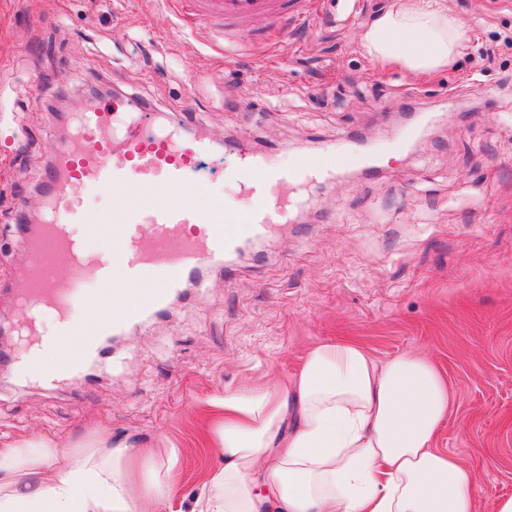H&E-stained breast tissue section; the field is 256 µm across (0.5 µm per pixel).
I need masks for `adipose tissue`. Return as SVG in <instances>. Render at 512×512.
Wrapping results in <instances>:
<instances>
[{
	"mask_svg": "<svg viewBox=\"0 0 512 512\" xmlns=\"http://www.w3.org/2000/svg\"><path fill=\"white\" fill-rule=\"evenodd\" d=\"M441 0H394L366 29L375 63L418 74L448 68L468 31ZM451 405L425 357L376 362L359 343L326 341L298 373L213 402V469L199 512H476L475 473L433 440ZM155 448L58 451L27 440L0 451V512H158L172 472Z\"/></svg>",
	"mask_w": 512,
	"mask_h": 512,
	"instance_id": "adipose-tissue-1",
	"label": "adipose tissue"
}]
</instances>
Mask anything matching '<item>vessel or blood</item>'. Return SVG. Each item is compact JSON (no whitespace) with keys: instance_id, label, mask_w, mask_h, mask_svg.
<instances>
[{"instance_id":"b4317fda","label":"vessel or blood","mask_w":512,"mask_h":512,"mask_svg":"<svg viewBox=\"0 0 512 512\" xmlns=\"http://www.w3.org/2000/svg\"><path fill=\"white\" fill-rule=\"evenodd\" d=\"M178 6L187 22L204 27L218 18L245 24L288 10L300 21L308 15L290 0H179ZM68 124L69 134L57 141L44 174L39 231L28 248L16 296L27 348L52 346L59 352L53 366L36 375L49 385L81 378L103 338L162 310L203 264L287 223L310 184L333 178L311 159L317 144L305 145L287 167L243 147L232 161L231 175L248 204L227 208L195 176L199 160L213 149L205 129L187 135L159 115L145 122L140 100L131 95L82 106L70 114ZM91 185L113 192L117 248L104 259L86 256L72 233L73 225L100 221L80 202ZM189 193L200 196V205L181 204ZM90 276L96 289L85 286ZM103 302L111 304V311L98 317L93 328L77 331L70 318L74 306ZM42 309L60 317L55 337L43 338L35 327Z\"/></svg>"}]
</instances>
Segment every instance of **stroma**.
<instances>
[{"mask_svg": "<svg viewBox=\"0 0 512 512\" xmlns=\"http://www.w3.org/2000/svg\"><path fill=\"white\" fill-rule=\"evenodd\" d=\"M391 0H310L274 41L185 22L176 0H0V324L15 323L26 240L44 172L90 87L137 96L216 146L200 168L225 206L246 145L292 163L313 141L334 182L244 258L203 266L163 315L130 326L91 376L51 389L0 369V451L46 438L180 451L161 512H193L222 465L208 448V400L293 376L317 342L352 339L376 361L427 356L453 392L434 445L476 475L477 512L512 496V0H447L469 24L457 63L431 75L373 63L360 49ZM435 117L394 148L406 113ZM367 141L374 173L338 142Z\"/></svg>", "mask_w": 512, "mask_h": 512, "instance_id": "1", "label": "stroma"}]
</instances>
